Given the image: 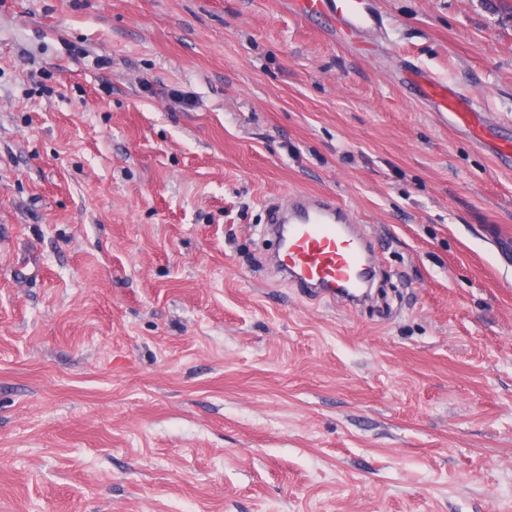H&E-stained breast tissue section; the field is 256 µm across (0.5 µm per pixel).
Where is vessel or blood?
Returning a JSON list of instances; mask_svg holds the SVG:
<instances>
[{
  "mask_svg": "<svg viewBox=\"0 0 512 512\" xmlns=\"http://www.w3.org/2000/svg\"><path fill=\"white\" fill-rule=\"evenodd\" d=\"M291 7L306 19H324L337 32L356 38L377 27L380 15L368 0H292ZM407 85L440 113L483 138L487 128L481 107L469 95L421 69L409 70ZM353 210L334 197L294 191L284 204L269 210L266 233L276 245V273L306 292L342 298L358 305L371 297L372 241L356 227Z\"/></svg>",
  "mask_w": 512,
  "mask_h": 512,
  "instance_id": "1",
  "label": "vessel or blood"
}]
</instances>
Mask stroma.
Wrapping results in <instances>:
<instances>
[{"label":"stroma","mask_w":512,"mask_h":512,"mask_svg":"<svg viewBox=\"0 0 512 512\" xmlns=\"http://www.w3.org/2000/svg\"><path fill=\"white\" fill-rule=\"evenodd\" d=\"M288 2L0 0V512H512V9ZM292 189L372 306L268 272ZM369 0H292L294 13L306 19H325L340 32L358 38L381 23ZM407 74L405 83L436 112H448L456 123L471 129L477 139L484 137L487 127L481 122V107L475 99L421 69L407 70Z\"/></svg>","instance_id":"obj_1"}]
</instances>
